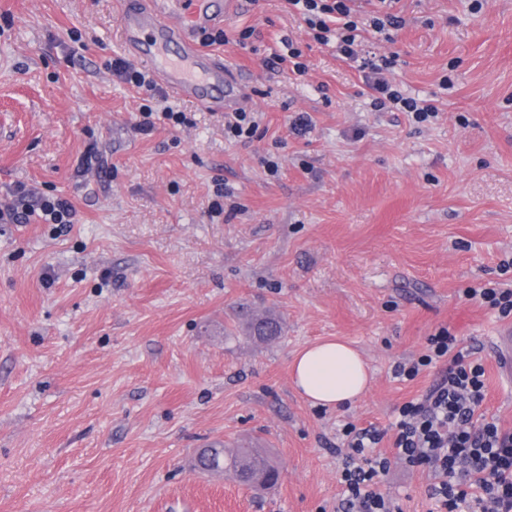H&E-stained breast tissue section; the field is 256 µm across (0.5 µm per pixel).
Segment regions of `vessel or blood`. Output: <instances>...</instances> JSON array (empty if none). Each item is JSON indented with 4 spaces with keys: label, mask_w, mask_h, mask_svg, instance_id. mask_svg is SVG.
Wrapping results in <instances>:
<instances>
[{
    "label": "vessel or blood",
    "mask_w": 512,
    "mask_h": 512,
    "mask_svg": "<svg viewBox=\"0 0 512 512\" xmlns=\"http://www.w3.org/2000/svg\"><path fill=\"white\" fill-rule=\"evenodd\" d=\"M239 0H122L119 37L125 54L146 63L169 92L217 112L242 109L237 69L204 51L199 32L223 26Z\"/></svg>",
    "instance_id": "1"
}]
</instances>
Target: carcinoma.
<instances>
[{"label": "carcinoma", "instance_id": "cac0c4a2", "mask_svg": "<svg viewBox=\"0 0 512 512\" xmlns=\"http://www.w3.org/2000/svg\"><path fill=\"white\" fill-rule=\"evenodd\" d=\"M283 323L272 314L256 317L244 313V335L250 339L270 343L281 338ZM196 466L204 472L231 470L239 482L254 490H266L277 484L280 472L277 465L249 449L229 452L224 444L216 442L199 451Z\"/></svg>", "mask_w": 512, "mask_h": 512}]
</instances>
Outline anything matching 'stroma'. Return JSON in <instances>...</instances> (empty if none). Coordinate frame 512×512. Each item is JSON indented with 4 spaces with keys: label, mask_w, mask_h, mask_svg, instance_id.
<instances>
[{
    "label": "stroma",
    "mask_w": 512,
    "mask_h": 512,
    "mask_svg": "<svg viewBox=\"0 0 512 512\" xmlns=\"http://www.w3.org/2000/svg\"><path fill=\"white\" fill-rule=\"evenodd\" d=\"M472 2L397 0L404 26L370 39L436 106L417 123L374 111L357 68L285 0H241L228 43L209 47L262 115L237 142L223 113L171 95L187 124L137 130V94L105 67L124 55L119 0H0V203L22 184L77 211L67 226L0 223V512H336L340 429L390 430L444 370L410 381L397 363L443 327L477 349L483 411L512 428L506 321L466 295L512 286V0ZM288 38L306 75L278 59ZM241 304L284 336L248 339ZM330 336L372 376L339 410L303 400L290 372ZM213 441L272 458L280 483L257 493L197 470ZM429 483L396 460L378 489L429 512Z\"/></svg>",
    "instance_id": "obj_1"
}]
</instances>
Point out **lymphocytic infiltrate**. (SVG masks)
I'll use <instances>...</instances> for the list:
<instances>
[{"label":"lymphocytic infiltrate","mask_w":512,"mask_h":512,"mask_svg":"<svg viewBox=\"0 0 512 512\" xmlns=\"http://www.w3.org/2000/svg\"><path fill=\"white\" fill-rule=\"evenodd\" d=\"M288 3L300 12L315 42L335 44L340 58L358 64L374 109L407 112L418 122L436 115L434 105L407 96L387 78L392 58L375 60L362 54L365 33L402 26V17L391 10L392 0H377L370 9L357 0ZM108 68L119 82L143 93L139 131H153L160 119L175 125L185 123L183 112L159 108L162 93L147 71L121 58L113 59ZM13 196L11 203L0 207L1 223L24 224L37 213L45 223L69 224L76 216L74 206L65 199L31 204L21 186ZM427 342L426 354L397 364L396 375L412 379L422 368L440 361L447 362L448 369L421 398L399 408L392 442L394 457L381 452L384 434L378 428L345 426L343 445L348 453L340 474L343 497L338 512H399L392 499L375 489L379 476L389 471L395 459L431 473L428 496L433 512H512V429L483 417L485 368L448 329H440Z\"/></svg>","instance_id":"lymphocytic-infiltrate-1"}]
</instances>
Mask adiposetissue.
<instances>
[{"label": "adipose tissue", "instance_id": "obj_1", "mask_svg": "<svg viewBox=\"0 0 512 512\" xmlns=\"http://www.w3.org/2000/svg\"><path fill=\"white\" fill-rule=\"evenodd\" d=\"M296 390L313 404L339 408L367 390L369 374L359 351L332 338L303 348L292 361Z\"/></svg>", "mask_w": 512, "mask_h": 512}]
</instances>
